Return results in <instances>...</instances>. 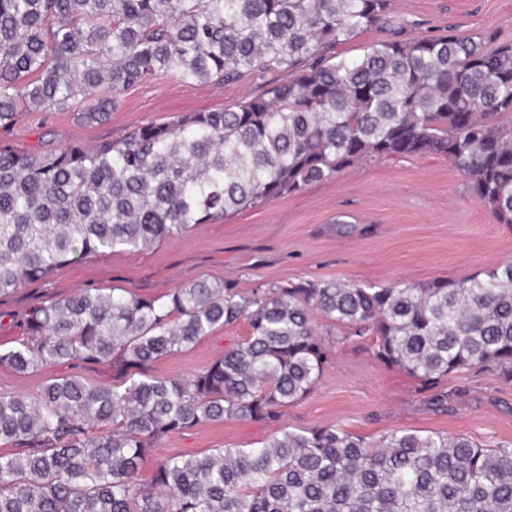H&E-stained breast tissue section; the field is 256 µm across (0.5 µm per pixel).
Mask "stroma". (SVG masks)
<instances>
[{"label":"stroma","instance_id":"obj_1","mask_svg":"<svg viewBox=\"0 0 512 512\" xmlns=\"http://www.w3.org/2000/svg\"><path fill=\"white\" fill-rule=\"evenodd\" d=\"M392 7L412 37L451 31L512 40V0H392ZM274 78L268 72L220 85L163 76L121 91L103 122H82L73 111L23 112L12 126L0 128V139L21 151L71 143L89 147L147 123L234 107ZM510 260L512 226L495 223L446 159L367 158L333 180L197 225L147 249L90 255L45 279L19 284L0 296V348L15 346L23 336V317L31 306L84 289L118 288L161 298L198 281H226L243 290L302 280L377 287L400 279L460 282ZM315 325L328 344L329 360L314 388L286 408L288 426L333 424L370 444L395 430L466 437L487 446L512 442V382L471 370L424 387L382 364L371 338H349L346 327L321 317ZM248 331L243 321L218 329L155 363L153 372L189 378ZM68 375L92 385L121 380L108 361L52 365L25 374L0 366V393L32 396L52 379ZM272 433L271 427L251 420L206 422L164 438L144 462L142 476L150 478L156 459L164 456L256 448Z\"/></svg>","mask_w":512,"mask_h":512}]
</instances>
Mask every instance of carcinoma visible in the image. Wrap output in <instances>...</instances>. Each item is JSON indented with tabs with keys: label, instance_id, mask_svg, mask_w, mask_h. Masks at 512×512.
Returning a JSON list of instances; mask_svg holds the SVG:
<instances>
[{
	"label": "carcinoma",
	"instance_id": "1",
	"mask_svg": "<svg viewBox=\"0 0 512 512\" xmlns=\"http://www.w3.org/2000/svg\"><path fill=\"white\" fill-rule=\"evenodd\" d=\"M383 40L346 56L369 29ZM278 71L233 109L148 123L93 147L0 142V294L106 250L146 249L365 158L440 156L512 226V42L405 36L391 0H0V126L171 76L233 84ZM371 335L389 368L432 383L464 370L512 382V261L456 282H196L159 302L85 289L30 307L0 350L19 373L112 359L119 384L65 376L0 395V512H512V444L336 425L289 429L285 408L327 362L314 316ZM240 320L249 334L188 380L148 372ZM275 429L257 448L144 461L203 422ZM386 38V34L383 30L372 29L359 35L357 38L343 45H339L336 48V52L351 56L360 54L362 48L371 42Z\"/></svg>",
	"mask_w": 512,
	"mask_h": 512
}]
</instances>
